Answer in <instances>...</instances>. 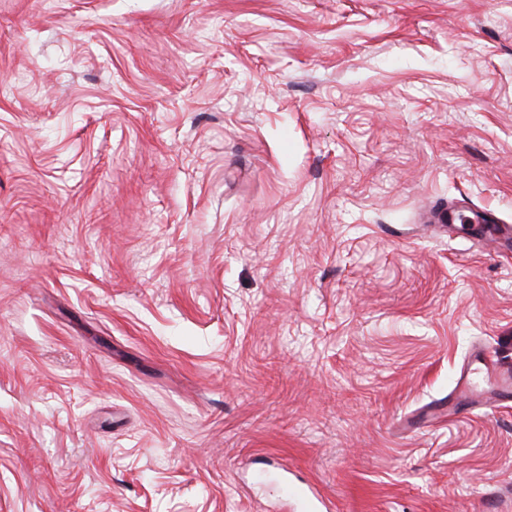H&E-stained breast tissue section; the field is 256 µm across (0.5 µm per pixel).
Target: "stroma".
I'll return each instance as SVG.
<instances>
[{
  "mask_svg": "<svg viewBox=\"0 0 512 512\" xmlns=\"http://www.w3.org/2000/svg\"><path fill=\"white\" fill-rule=\"evenodd\" d=\"M512 0H0V512H512ZM474 365H477V368H474L473 371H485L487 375L494 376L497 381V391L484 398L486 405H492L498 395L512 393V367L510 365H504L484 353L476 355Z\"/></svg>",
  "mask_w": 512,
  "mask_h": 512,
  "instance_id": "1",
  "label": "stroma"
}]
</instances>
